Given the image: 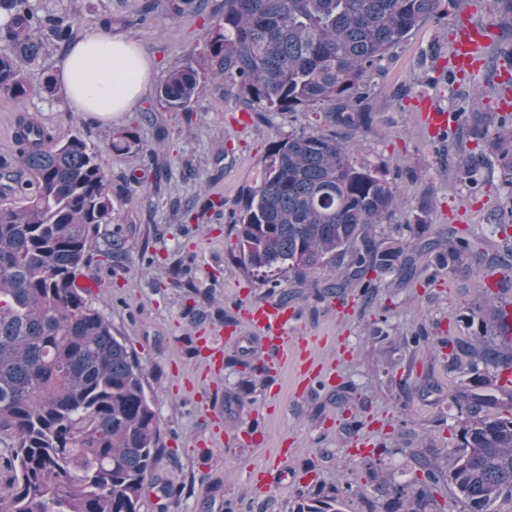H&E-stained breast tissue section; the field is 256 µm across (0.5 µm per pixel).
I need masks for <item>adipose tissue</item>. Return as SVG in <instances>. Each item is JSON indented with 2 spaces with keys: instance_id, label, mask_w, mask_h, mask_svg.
<instances>
[{
  "instance_id": "obj_1",
  "label": "adipose tissue",
  "mask_w": 512,
  "mask_h": 512,
  "mask_svg": "<svg viewBox=\"0 0 512 512\" xmlns=\"http://www.w3.org/2000/svg\"><path fill=\"white\" fill-rule=\"evenodd\" d=\"M150 73L151 63L136 42L88 32L69 47L58 79L72 109L111 116L134 106Z\"/></svg>"
}]
</instances>
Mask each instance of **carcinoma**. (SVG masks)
<instances>
[{
  "label": "carcinoma",
  "instance_id": "obj_1",
  "mask_svg": "<svg viewBox=\"0 0 512 512\" xmlns=\"http://www.w3.org/2000/svg\"><path fill=\"white\" fill-rule=\"evenodd\" d=\"M203 0H149L146 8L178 17ZM442 0H224L205 56L224 98L260 119L267 112L301 114L306 124L267 144L255 182L241 196L234 222V260L263 276H325L327 288L363 282L371 273L404 269L402 247L382 246L371 234L396 210L399 187L376 168L359 164L337 131L369 128L374 120L372 78L390 52ZM0 95L23 101L33 94L26 66L49 48L76 39L75 19L42 15L32 0H0ZM200 76L189 63L170 65L157 87L160 104L191 120ZM18 151L0 155V460L12 472V490L0 512H141L142 493L161 451L160 417L145 390V368L124 337L75 287L93 255L101 225L114 222L108 175L96 147L81 135L65 141L29 112L18 115ZM467 132L471 147L460 178L479 176L497 162L512 186V113L494 125L448 113L443 138ZM140 146L132 130L112 136L111 150ZM448 257H472L484 292L505 280L496 257L454 227ZM510 322L502 342L448 340L449 365L464 358L512 365V311L497 307L494 324ZM468 418L460 445L448 450L443 472L423 464L412 488L393 489L425 512L432 491L448 480L467 512H497L512 501V414L486 391L462 395ZM297 512H342L336 497L309 499Z\"/></svg>",
  "mask_w": 512,
  "mask_h": 512
}]
</instances>
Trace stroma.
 Returning <instances> with one entry per match:
<instances>
[{
    "label": "stroma",
    "instance_id": "35a3bbf8",
    "mask_svg": "<svg viewBox=\"0 0 512 512\" xmlns=\"http://www.w3.org/2000/svg\"><path fill=\"white\" fill-rule=\"evenodd\" d=\"M44 13H68L78 32L96 30L137 41L153 72L129 111L112 118L72 111L61 91L30 96L31 113L60 140L83 135L94 144L111 186L125 246L113 261L93 258L81 276L99 283L91 298L124 336L146 373L145 389L161 420L163 450L141 512H296L304 501L334 496L345 512H395L383 485L412 483L423 454L446 467L465 411L456 392L494 367L448 365L442 339H471L492 329L495 304H512V281L487 299L474 268L453 261L434 273L447 227L512 267V236L497 233L495 215L512 203L499 169L480 190L460 181L455 145L435 138L421 115L456 111L473 89L484 92L481 116L492 122L512 103L504 80L512 67V18L481 0H458L447 20L433 17L394 49L374 77L375 121L359 134L358 162L377 167L400 188L379 241H395L414 258L410 275L377 281L372 302L357 286L315 292L281 276L265 282L231 258L233 213L252 185L272 138L300 128L301 115L256 119L200 82L192 122L164 111L156 88L165 69L203 68L210 27L224 0L200 13L142 16L144 0H33ZM494 24L497 33L477 76L439 78L457 23ZM135 129L139 149L111 151L114 133ZM221 211L185 220L203 196ZM422 216L426 229L414 226ZM289 292L290 336L307 340L317 371L300 386L299 364L262 350L246 324V305L278 304ZM424 343L413 344V335ZM176 495L161 496L159 485Z\"/></svg>",
    "mask_w": 512,
    "mask_h": 512
}]
</instances>
